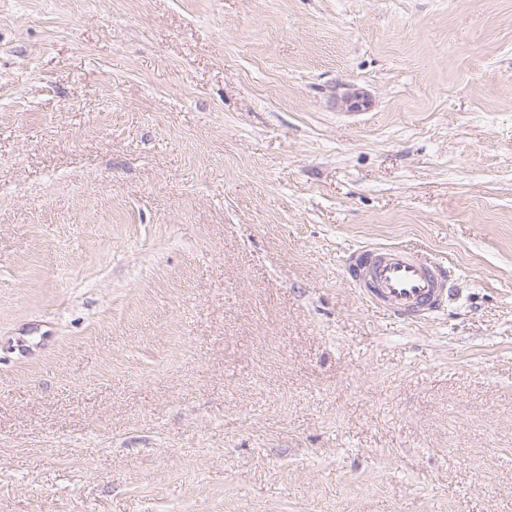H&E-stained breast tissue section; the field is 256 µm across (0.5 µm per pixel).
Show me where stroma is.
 <instances>
[{"label": "stroma", "instance_id": "1", "mask_svg": "<svg viewBox=\"0 0 512 512\" xmlns=\"http://www.w3.org/2000/svg\"><path fill=\"white\" fill-rule=\"evenodd\" d=\"M0 512H512V0H0ZM345 267L352 287L371 307L397 319L426 318L448 299V275L418 252L361 248Z\"/></svg>", "mask_w": 512, "mask_h": 512}]
</instances>
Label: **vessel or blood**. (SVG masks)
Returning a JSON list of instances; mask_svg holds the SVG:
<instances>
[{
    "label": "vessel or blood",
    "instance_id": "b4317fda",
    "mask_svg": "<svg viewBox=\"0 0 512 512\" xmlns=\"http://www.w3.org/2000/svg\"><path fill=\"white\" fill-rule=\"evenodd\" d=\"M345 267L359 296L397 319L428 317L449 295L446 271L416 252L361 248L346 256Z\"/></svg>",
    "mask_w": 512,
    "mask_h": 512
}]
</instances>
